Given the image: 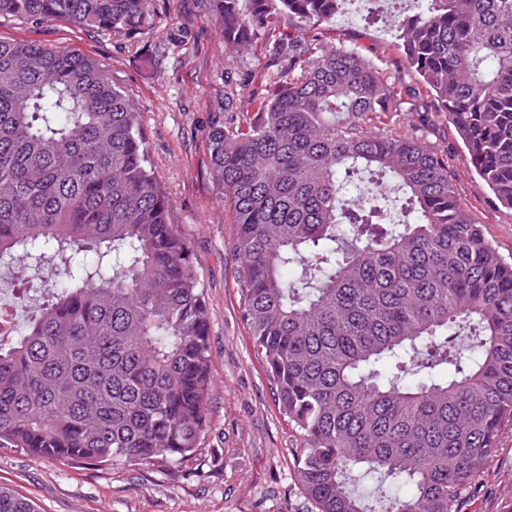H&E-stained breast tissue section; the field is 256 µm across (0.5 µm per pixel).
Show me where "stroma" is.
Instances as JSON below:
<instances>
[{
  "instance_id": "1",
  "label": "stroma",
  "mask_w": 512,
  "mask_h": 512,
  "mask_svg": "<svg viewBox=\"0 0 512 512\" xmlns=\"http://www.w3.org/2000/svg\"><path fill=\"white\" fill-rule=\"evenodd\" d=\"M323 43L357 48L404 88L403 130L419 111L422 135L448 159L456 197L484 225L505 259H512V209L502 207L467 160V150L419 75L403 66L389 24L340 12L317 25ZM0 38L36 41L98 60L136 103L170 217L188 239L210 309L214 387L209 425L195 455L177 467L161 463L92 467L49 462L0 447V485L38 512H315L298 482L296 438L280 414L261 358L242 320L235 227L211 182L202 136L224 92V69L240 71L249 91L262 94L267 59L224 50L222 25L201 0H153L148 23L132 37L81 30L63 21L0 18ZM39 300L0 274V310L7 322L27 323ZM512 477V427L504 426L487 473L461 493V512H504L503 486Z\"/></svg>"
}]
</instances>
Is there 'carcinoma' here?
Returning <instances> with one entry per match:
<instances>
[{
  "label": "carcinoma",
  "instance_id": "cac0c4a2",
  "mask_svg": "<svg viewBox=\"0 0 512 512\" xmlns=\"http://www.w3.org/2000/svg\"><path fill=\"white\" fill-rule=\"evenodd\" d=\"M153 0H0V17L131 35ZM224 47L268 58L251 100L224 75L203 129L232 216L243 320L317 512H460L512 421V262L458 203L448 162L391 128L399 83L290 30L344 0H203ZM403 64L512 209V0L386 16ZM47 270L0 340V447L90 465L179 464L212 390L210 311L132 99L96 60L0 39V270ZM404 483L370 507L356 474ZM0 512H36L0 485Z\"/></svg>",
  "mask_w": 512,
  "mask_h": 512
}]
</instances>
